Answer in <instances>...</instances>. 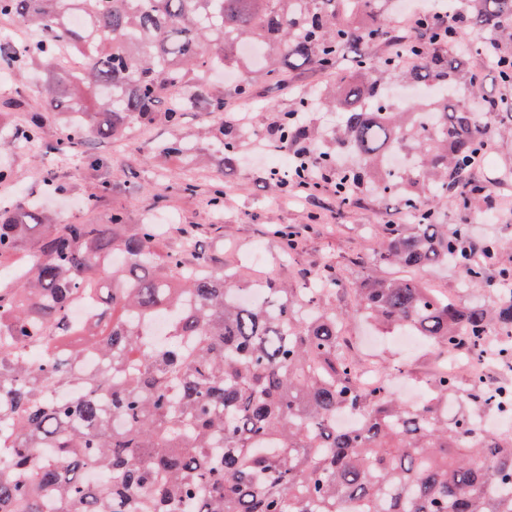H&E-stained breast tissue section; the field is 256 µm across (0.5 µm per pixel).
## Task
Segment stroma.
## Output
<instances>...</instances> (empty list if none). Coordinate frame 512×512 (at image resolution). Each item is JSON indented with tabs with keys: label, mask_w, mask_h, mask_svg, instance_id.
<instances>
[{
	"label": "stroma",
	"mask_w": 512,
	"mask_h": 512,
	"mask_svg": "<svg viewBox=\"0 0 512 512\" xmlns=\"http://www.w3.org/2000/svg\"><path fill=\"white\" fill-rule=\"evenodd\" d=\"M45 72L34 67L22 72L0 71V125L12 129L15 111L9 100L22 99L35 103L37 90ZM329 72L309 66L283 70L279 79L262 76L251 81L249 105H241L233 85L213 75L212 89L223 92L228 110L225 119L236 112H245L246 129L269 134L283 112L289 111L297 92L311 91L328 84ZM63 115L50 119L44 138L37 145H14L0 152V166L19 175L14 185H0V202L20 203L36 200L45 210L56 214L62 224L107 223L112 207L128 211L131 223L138 224L151 217L165 227L167 249L185 251L188 261L204 255L215 270L234 267L240 285L247 286L259 276L304 286L317 269L326 267L342 280L343 291L330 295L337 309L349 311L344 323L353 351L364 359L385 363L394 369L392 388L401 398H409L410 387L424 380L433 370L439 352L433 348L419 351L403 349L381 341V328L352 315L354 306L350 293L372 269L371 245L381 225L407 224L411 218L393 200L376 195L358 196L351 205H340L333 185L320 192L321 207L308 201L284 196L269 179L271 169L282 168L284 160L292 159L293 150L282 147L269 155L255 152L253 141H246L240 160L233 170L220 171L208 162L195 175L196 190L190 194L177 192L163 203L156 202L152 189L162 185H179L185 174L180 163L144 152L127 158L123 144L89 139L83 149L63 156L53 144L60 134ZM205 108L181 113L177 126L157 123L138 128L135 136L145 143L172 138L196 143L201 157L207 158L209 144L199 139L200 127L208 123ZM493 152L488 154L476 171L482 186L479 209L462 212L447 208L439 215L443 224L467 223L475 239L492 237L501 247L494 259L498 268H512V124L497 125L492 134ZM101 161L90 168L87 154ZM118 179L119 183L134 186V193H120L111 198L91 202L101 181ZM223 182L226 197L223 208L210 202L215 182ZM278 224L297 231L294 248L269 233L268 227Z\"/></svg>",
	"instance_id": "obj_1"
}]
</instances>
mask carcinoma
Returning <instances> with one entry per match:
<instances>
[{
  "instance_id": "cac0c4a2",
  "label": "carcinoma",
  "mask_w": 512,
  "mask_h": 512,
  "mask_svg": "<svg viewBox=\"0 0 512 512\" xmlns=\"http://www.w3.org/2000/svg\"><path fill=\"white\" fill-rule=\"evenodd\" d=\"M388 0H0V17L36 28L27 44L0 41L9 69H49L43 109L24 102L28 120L10 138L41 142L46 117L67 106L54 150L90 137L202 162L190 142L145 146L138 125H174L205 106L217 125L221 169L239 159L241 135L224 130V93H208L203 74L233 63L240 45L263 48L285 65L334 74L315 101L338 115L328 144L313 149L329 168L343 145L358 167L336 174L339 203L359 194L393 197L413 224H385L374 261L403 268L446 267L462 291L511 281L489 265L498 242H477L469 225L438 223L440 207L469 211L478 186L469 162L489 127L455 95L460 65L491 43L512 39V0H455L463 43L445 46L432 20L429 51L406 79L435 89L430 100L396 111L387 84L403 63L394 53L353 57L349 47L393 45ZM476 30L480 39H468ZM88 53L84 71L55 70L54 50ZM297 97L295 111L313 101ZM317 131L282 116L276 142L313 141ZM399 151L411 166L393 170ZM34 259L0 283V512H512V432L487 435L476 413L512 409V385L489 393L470 372L443 362L427 396L408 405L379 387L360 391L340 330L344 313L320 302L342 283L328 269L302 292L267 280L260 302L237 296L234 272L189 267L163 248L157 225L129 224L123 208L106 224H54L23 203L0 207V259L26 248ZM96 300L87 340L61 353L72 326V296ZM354 313L388 330L474 362L512 367V345L487 347L490 330L512 332V288L462 304L411 277L369 276L353 289ZM166 321L156 342L149 327ZM463 410L448 415V399ZM353 413L352 429L336 418Z\"/></svg>"
}]
</instances>
